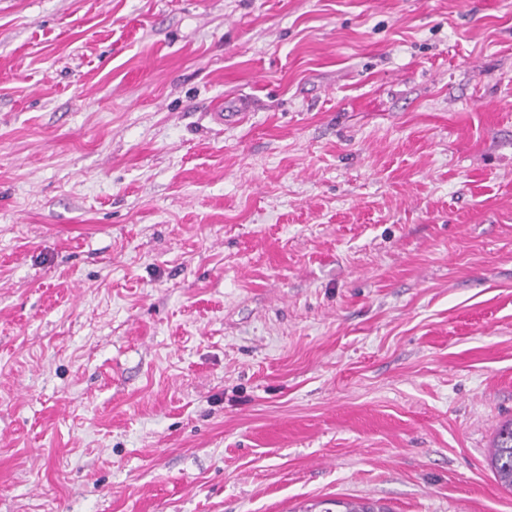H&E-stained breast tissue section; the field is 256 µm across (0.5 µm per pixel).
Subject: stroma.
I'll return each mask as SVG.
<instances>
[{"mask_svg": "<svg viewBox=\"0 0 512 512\" xmlns=\"http://www.w3.org/2000/svg\"><path fill=\"white\" fill-rule=\"evenodd\" d=\"M509 420L512 0H0V512H512ZM491 471L501 486L512 489V421L504 423L491 449Z\"/></svg>", "mask_w": 512, "mask_h": 512, "instance_id": "obj_1", "label": "stroma"}]
</instances>
